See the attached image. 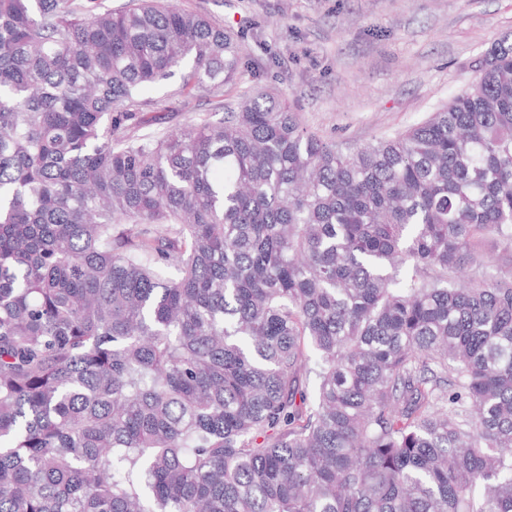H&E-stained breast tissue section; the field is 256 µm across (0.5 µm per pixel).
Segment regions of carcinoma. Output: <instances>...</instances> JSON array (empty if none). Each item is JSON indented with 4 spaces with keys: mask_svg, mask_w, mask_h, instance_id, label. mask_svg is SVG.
<instances>
[{
    "mask_svg": "<svg viewBox=\"0 0 512 512\" xmlns=\"http://www.w3.org/2000/svg\"><path fill=\"white\" fill-rule=\"evenodd\" d=\"M243 58L167 0H0V512H512V268L454 282L512 250V36L347 152L264 90L137 133ZM214 98L206 92H198L195 97L190 101L189 106L182 112H145L149 116H159L166 118L165 123L160 125L147 126L142 128L138 134H152L157 131V128L174 129L185 124L193 123L196 119H211L219 120L224 116V110H217L215 108ZM478 256L484 264L506 265L512 259V251L506 250L501 243L489 237L479 248Z\"/></svg>",
    "mask_w": 512,
    "mask_h": 512,
    "instance_id": "cac0c4a2",
    "label": "carcinoma"
}]
</instances>
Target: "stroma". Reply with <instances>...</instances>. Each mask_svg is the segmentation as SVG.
Here are the masks:
<instances>
[{
  "instance_id": "35a3bbf8",
  "label": "stroma",
  "mask_w": 512,
  "mask_h": 512,
  "mask_svg": "<svg viewBox=\"0 0 512 512\" xmlns=\"http://www.w3.org/2000/svg\"><path fill=\"white\" fill-rule=\"evenodd\" d=\"M242 43L246 64L224 102L266 88L304 127L341 148L427 119L512 33V0H177Z\"/></svg>"
}]
</instances>
